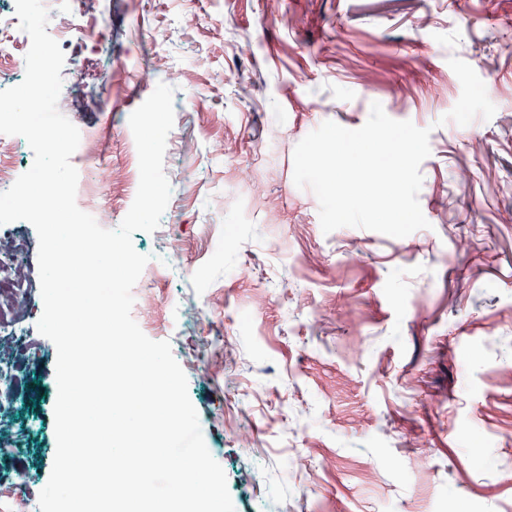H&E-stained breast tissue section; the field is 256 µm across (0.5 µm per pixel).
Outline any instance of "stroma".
<instances>
[{
    "label": "stroma",
    "mask_w": 512,
    "mask_h": 512,
    "mask_svg": "<svg viewBox=\"0 0 512 512\" xmlns=\"http://www.w3.org/2000/svg\"><path fill=\"white\" fill-rule=\"evenodd\" d=\"M112 51L69 52L61 74L114 71L110 104L69 97L93 131L79 177L104 228L129 206L128 124L171 81L169 204L135 250L172 264L133 288L134 320L169 341L235 512H512V0H91ZM468 63L491 120L443 122ZM430 129L418 195L429 228L323 233L293 182L297 143L372 103ZM14 361L0 398L19 456L49 478L57 349ZM251 445H243L242 434Z\"/></svg>",
    "instance_id": "stroma-1"
}]
</instances>
